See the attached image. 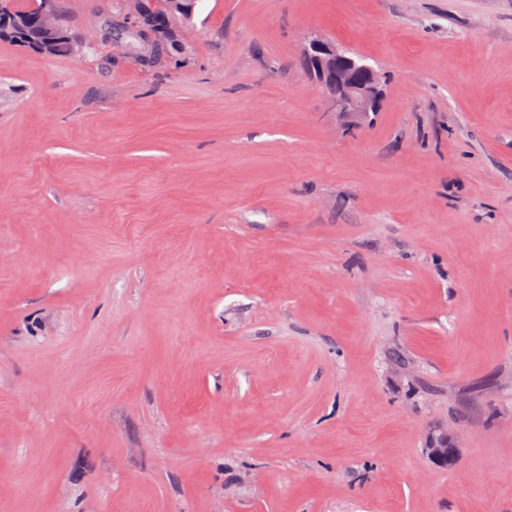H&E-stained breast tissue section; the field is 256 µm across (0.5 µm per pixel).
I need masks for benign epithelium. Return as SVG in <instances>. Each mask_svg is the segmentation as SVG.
I'll return each mask as SVG.
<instances>
[{
	"label": "benign epithelium",
	"mask_w": 512,
	"mask_h": 512,
	"mask_svg": "<svg viewBox=\"0 0 512 512\" xmlns=\"http://www.w3.org/2000/svg\"><path fill=\"white\" fill-rule=\"evenodd\" d=\"M302 54L317 82L332 90L329 111L356 123L379 111L383 99L381 74L364 58L315 34L307 37ZM424 447L430 461L444 468L452 467L460 454L446 426L429 428Z\"/></svg>",
	"instance_id": "1"
}]
</instances>
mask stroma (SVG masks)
I'll list each match as a JSON object with an SVG mask.
<instances>
[{"mask_svg": "<svg viewBox=\"0 0 512 512\" xmlns=\"http://www.w3.org/2000/svg\"><path fill=\"white\" fill-rule=\"evenodd\" d=\"M60 8L0 42V512H512V0ZM302 54L317 82L332 90L329 112L359 123L379 111L382 77L363 57L315 34L307 37ZM425 453L439 467H452L460 454L454 435L447 426L429 427L425 435Z\"/></svg>", "mask_w": 512, "mask_h": 512, "instance_id": "1", "label": "stroma"}]
</instances>
